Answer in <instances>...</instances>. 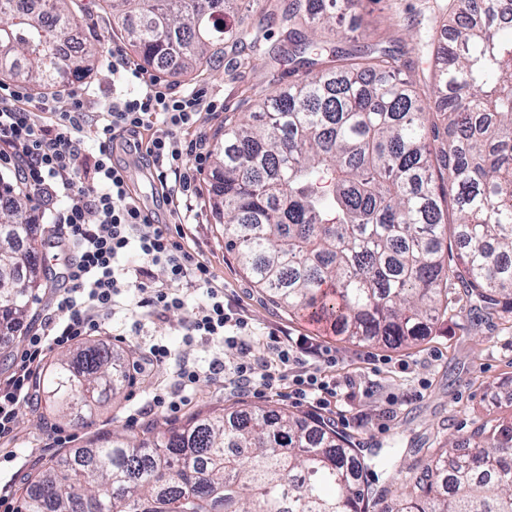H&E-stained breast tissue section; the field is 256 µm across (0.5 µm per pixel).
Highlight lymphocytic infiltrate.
Listing matches in <instances>:
<instances>
[{"instance_id": "f902f5d3", "label": "lymphocytic infiltrate", "mask_w": 512, "mask_h": 512, "mask_svg": "<svg viewBox=\"0 0 512 512\" xmlns=\"http://www.w3.org/2000/svg\"><path fill=\"white\" fill-rule=\"evenodd\" d=\"M112 84V104L103 112L92 111L78 94L36 102L25 86H0V171L32 194L66 200L55 217L58 232L48 243L64 257L54 272L60 287L10 374L0 380V439L15 437L19 411L35 400L49 353L101 332L105 312L121 303H129L132 314L159 319L181 310L186 293L198 290L205 301L190 312L185 330L212 344L206 366L177 358L162 343L131 354L130 376L165 370L174 380L175 391L153 394L150 411L180 412L204 375L229 377L235 387L256 394L284 388L294 404L327 408L337 396L336 384L313 366L323 350L311 337H272L270 358L224 369V346L231 332L246 331L248 321L225 302L223 284L183 230L192 221L210 144L206 132L197 129L196 117L214 109V102L200 90L176 94L117 49ZM90 135L99 152L87 159L78 146ZM122 146L139 154L149 169L151 194L168 206L169 223H159L143 206L126 169L113 163L114 149ZM132 250L142 266L120 267ZM157 265L166 272L161 283L147 278L149 267Z\"/></svg>"}]
</instances>
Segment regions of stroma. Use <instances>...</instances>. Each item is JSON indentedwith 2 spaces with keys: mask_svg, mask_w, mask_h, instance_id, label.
<instances>
[{
  "mask_svg": "<svg viewBox=\"0 0 512 512\" xmlns=\"http://www.w3.org/2000/svg\"><path fill=\"white\" fill-rule=\"evenodd\" d=\"M454 5L455 0H367L366 4L345 11L336 31L324 33L323 38L360 53L371 44L403 51L409 62L407 79L431 106L435 103L437 51L443 38L439 21ZM284 7V0H255L249 15L233 8L226 10L224 27L232 30L250 23L271 46L279 37L275 16ZM72 10L81 36L99 40L102 46L94 73L75 83L74 88L93 96L98 104H108L112 100L110 53L113 48L125 47L126 42L104 0H74ZM147 70L170 80L176 92L202 89L216 101L217 110L201 112L197 121L216 148L224 141L221 131L225 109L248 111L290 79L288 63L278 64L257 54L232 67L220 50L199 70L179 78H171L168 71L153 64ZM213 167V161H206L198 180L203 221L190 225L187 232L215 276L223 279L228 299L248 319L246 348L225 346L224 363L235 365L246 351L255 358L269 356L268 342L273 334L309 336L328 350L333 360L323 363L321 369L336 380L338 387L335 406L323 411L322 416L349 447L361 449L365 481L373 494L400 490L409 478L407 465L416 459L417 449L438 448L449 441L466 446L474 429L485 421L512 425V403L494 397L497 387L512 379V312L487 311L467 299L461 290L452 288L448 291V310L428 336L398 349L352 344L309 317L290 315L267 301L225 251L224 227L216 221L209 194L208 178ZM40 257L36 297L15 337L0 340V377L10 373L16 353L25 345L27 330L38 323L47 309L55 285L47 274L53 257L45 250ZM203 301L202 293L191 294L185 310L170 313L160 321H143L137 328L124 310H117L106 315L109 332L100 335L99 340L116 352L125 350L130 343L147 346L161 341L176 355L205 362L206 353L197 342L187 339L183 329L188 310ZM120 333L126 334V341H117ZM170 382L162 372L143 376L90 417L80 412H58L42 398L21 409L16 438L0 439V489L8 488L11 504H18L30 475L58 455L55 438L60 434L69 436L71 448L76 449L113 431L139 438L153 423H179L193 413L224 403L242 401L273 409L289 404L284 396L239 391L204 377L180 413H158L133 420V413L144 406L155 387Z\"/></svg>",
  "mask_w": 512,
  "mask_h": 512,
  "instance_id": "obj_1",
  "label": "stroma"
}]
</instances>
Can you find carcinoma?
<instances>
[{
    "label": "carcinoma",
    "instance_id": "obj_1",
    "mask_svg": "<svg viewBox=\"0 0 512 512\" xmlns=\"http://www.w3.org/2000/svg\"><path fill=\"white\" fill-rule=\"evenodd\" d=\"M146 63L199 68L216 43L242 58L259 31L224 29L210 0H103ZM291 0L280 52L313 51L336 7ZM512 0H458L442 25L431 112L399 78L402 52L321 47L302 77L255 110L224 117L211 190L224 249L269 300L325 320L343 339L389 348L426 335L448 311V284L512 312ZM68 0L15 9L0 0V78L41 93L94 72L101 45L62 55ZM26 194L0 195V224L26 218ZM455 219L448 221V208ZM29 227L0 232V333L15 331L36 287ZM62 412L94 407L129 382L101 343L45 370ZM352 450L285 408L236 402L134 440L116 431L44 464L22 512H365ZM375 512H512V426L481 424L465 452L431 453Z\"/></svg>",
    "mask_w": 512,
    "mask_h": 512
}]
</instances>
